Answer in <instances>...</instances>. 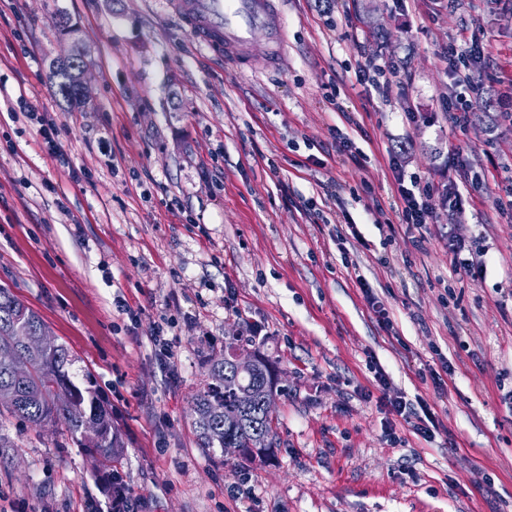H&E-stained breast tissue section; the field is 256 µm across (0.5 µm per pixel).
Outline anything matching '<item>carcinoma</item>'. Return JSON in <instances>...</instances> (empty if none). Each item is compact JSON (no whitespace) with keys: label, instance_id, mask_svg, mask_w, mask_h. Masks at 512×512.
I'll use <instances>...</instances> for the list:
<instances>
[{"label":"carcinoma","instance_id":"cac0c4a2","mask_svg":"<svg viewBox=\"0 0 512 512\" xmlns=\"http://www.w3.org/2000/svg\"><path fill=\"white\" fill-rule=\"evenodd\" d=\"M78 84L74 73L63 74L55 83L67 109L84 104ZM19 329L35 339L49 332L33 309L10 289L0 287V389L13 391L6 411L45 431L65 425L78 447L90 449L102 465L112 467L123 442L112 424V410L99 400L91 376L76 381L71 372L74 359L66 345L57 342L32 351L15 335ZM241 347L243 337L233 336L224 341V360L204 362L207 379L191 398L192 425L199 446L214 456L227 446L243 449L247 460H265L274 455V442L261 448L259 438L272 431L271 421L259 402L245 404L244 395L251 390L276 391V367L263 355L255 371L237 372L232 357ZM216 406L223 407V413H214Z\"/></svg>","mask_w":512,"mask_h":512}]
</instances>
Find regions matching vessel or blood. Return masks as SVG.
Segmentation results:
<instances>
[{"label": "vessel or blood", "mask_w": 512, "mask_h": 512, "mask_svg": "<svg viewBox=\"0 0 512 512\" xmlns=\"http://www.w3.org/2000/svg\"><path fill=\"white\" fill-rule=\"evenodd\" d=\"M201 46L223 52L233 67L248 63L255 34H262L269 63H279L288 46L279 0H168Z\"/></svg>", "instance_id": "vessel-or-blood-1"}]
</instances>
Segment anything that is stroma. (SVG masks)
<instances>
[{
	"label": "stroma",
	"instance_id": "stroma-1",
	"mask_svg": "<svg viewBox=\"0 0 512 512\" xmlns=\"http://www.w3.org/2000/svg\"><path fill=\"white\" fill-rule=\"evenodd\" d=\"M280 8L281 67L258 49L239 71L167 0H0V286L111 407L124 442L112 472L135 512H512V219L495 205L512 123L481 105L454 127L445 59L466 37L484 85L512 84V0ZM77 49L89 99L68 112L48 65ZM371 62L405 73L390 96L357 82ZM31 111L55 125L63 160ZM338 131L362 157L339 152ZM397 164L456 182L463 212L435 194L425 228L400 223ZM452 234L475 242L481 280L454 273ZM162 322L171 369L150 340ZM254 324L253 349L280 371L276 453L221 462L199 448L189 400L203 360ZM377 367L412 408L428 404L433 438L387 420ZM0 436V512L106 503L109 471L65 429L5 413Z\"/></svg>",
	"mask_w": 512,
	"mask_h": 512
}]
</instances>
